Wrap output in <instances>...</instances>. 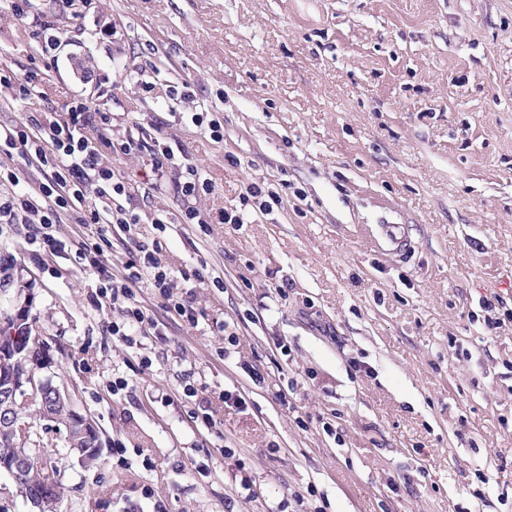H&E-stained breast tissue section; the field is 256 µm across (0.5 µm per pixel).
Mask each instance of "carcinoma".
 Wrapping results in <instances>:
<instances>
[{"label": "carcinoma", "instance_id": "cac0c4a2", "mask_svg": "<svg viewBox=\"0 0 512 512\" xmlns=\"http://www.w3.org/2000/svg\"><path fill=\"white\" fill-rule=\"evenodd\" d=\"M19 335L22 339L14 342L0 330V374L17 380L34 370L40 357V346L44 344L41 338L32 341L36 330L26 320L19 325ZM13 415L14 430L1 432L0 438L27 451L38 441L39 432L34 420L64 424L71 416V407L68 400L47 393L16 405ZM63 477L54 455L49 452L41 460L33 459L27 463L15 484L25 489V501L34 502L33 512H56L57 504L67 491Z\"/></svg>", "mask_w": 512, "mask_h": 512}]
</instances>
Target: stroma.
Here are the masks:
<instances>
[{"mask_svg":"<svg viewBox=\"0 0 512 512\" xmlns=\"http://www.w3.org/2000/svg\"><path fill=\"white\" fill-rule=\"evenodd\" d=\"M54 11L32 0L20 19L0 0V68L35 66L30 34ZM59 14L43 118L63 121L81 94L113 138L173 150L134 206L198 318L141 281L159 333L127 347L92 272L0 224L55 380L101 443L96 467L67 465L60 512H512V0ZM182 85L188 98L171 96ZM184 160L212 186L198 224L180 221ZM253 183L282 204L259 210ZM384 224L403 226L408 253L385 251Z\"/></svg>","mask_w":512,"mask_h":512,"instance_id":"35a3bbf8","label":"stroma"}]
</instances>
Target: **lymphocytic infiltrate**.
<instances>
[{
  "instance_id": "f902f5d3",
  "label": "lymphocytic infiltrate",
  "mask_w": 512,
  "mask_h": 512,
  "mask_svg": "<svg viewBox=\"0 0 512 512\" xmlns=\"http://www.w3.org/2000/svg\"><path fill=\"white\" fill-rule=\"evenodd\" d=\"M58 31L56 17L44 16L33 33L41 67L20 77L0 73V86L10 90L13 102L28 108L19 124L0 128V223L29 225L32 242L43 249L73 252L76 263L94 274L100 296L120 307L122 319L113 323L112 333L131 346L149 322L135 294L142 279H149L169 310L190 323L195 322L196 315L171 291L175 273L159 259L161 241L137 242L136 253L127 262L124 274H113L106 257L110 242L103 229L115 224L135 233L140 216L125 205L131 197L132 183L117 175L102 155H147L150 171L159 179L173 164L174 154L157 141L149 143L131 136L112 140L98 135V128L109 125L110 116L77 97L67 105L66 120L43 122L30 102L56 65L61 45ZM15 158L43 172L45 180L38 189L21 188L18 170L11 164ZM90 192L95 195L91 204L86 201ZM69 214L86 228L87 234L65 242L57 237L56 229L63 216Z\"/></svg>"
}]
</instances>
